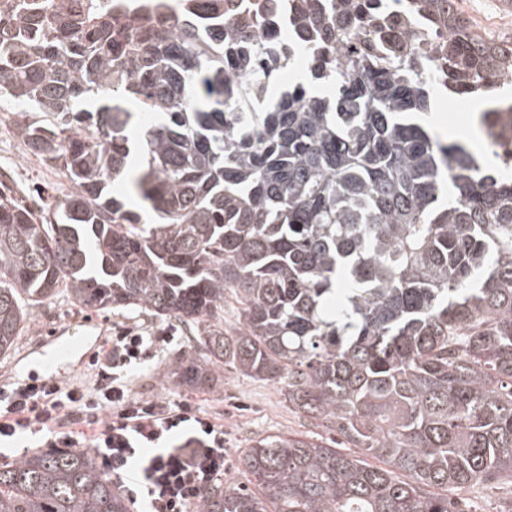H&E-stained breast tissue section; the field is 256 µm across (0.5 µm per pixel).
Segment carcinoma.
Instances as JSON below:
<instances>
[{"label":"carcinoma","instance_id":"1","mask_svg":"<svg viewBox=\"0 0 512 512\" xmlns=\"http://www.w3.org/2000/svg\"><path fill=\"white\" fill-rule=\"evenodd\" d=\"M72 2L0 0V109L70 183L49 221L0 189V354L61 292L147 311L195 330L183 384L277 383L379 461L271 434L239 459L261 495L198 512H466L444 491L512 482V179L424 123L439 94L512 113V38L458 0ZM299 42L333 94L282 79ZM0 512L128 504L54 448L0 463Z\"/></svg>","mask_w":512,"mask_h":512}]
</instances>
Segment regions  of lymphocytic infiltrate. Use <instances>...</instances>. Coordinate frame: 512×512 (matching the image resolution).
Masks as SVG:
<instances>
[{
	"label": "lymphocytic infiltrate",
	"instance_id": "obj_1",
	"mask_svg": "<svg viewBox=\"0 0 512 512\" xmlns=\"http://www.w3.org/2000/svg\"><path fill=\"white\" fill-rule=\"evenodd\" d=\"M168 335L130 328L92 356V390L49 379L0 389V438L43 434L50 448L91 454L109 478L132 477L147 512H193L224 474V427L187 400L137 399L134 370L151 361Z\"/></svg>",
	"mask_w": 512,
	"mask_h": 512
}]
</instances>
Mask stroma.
Instances as JSON below:
<instances>
[{
    "label": "stroma",
    "mask_w": 512,
    "mask_h": 512,
    "mask_svg": "<svg viewBox=\"0 0 512 512\" xmlns=\"http://www.w3.org/2000/svg\"><path fill=\"white\" fill-rule=\"evenodd\" d=\"M462 13L476 30L495 35L512 34V9L503 0H459ZM478 102L468 98H437L430 111L433 129L447 133L455 129L459 139L471 150L481 152L485 142L473 132V114ZM18 114L8 110L0 114V183L9 187L24 203H31L33 191H41L48 206H63L70 185L60 170L45 165L30 154L15 130ZM85 327L89 337L100 331L128 326L146 333L169 331L174 339L158 350L152 362L134 375L129 390L133 396L148 399L188 400L224 426V445L229 450L224 470L225 484L254 486L256 480L240 467L238 459L255 440L275 433H301L327 442L331 434L317 421L293 412L285 403L279 385L225 368L206 385L182 384L177 367L188 349L191 337L178 322L160 320L140 311L87 310L71 302L66 295L46 301L32 310V318L19 338L15 350L0 356V387L24 379L44 355V341L62 335L66 326ZM473 512H512V484L491 489L475 482L461 492Z\"/></svg>",
    "instance_id": "stroma-1"
}]
</instances>
